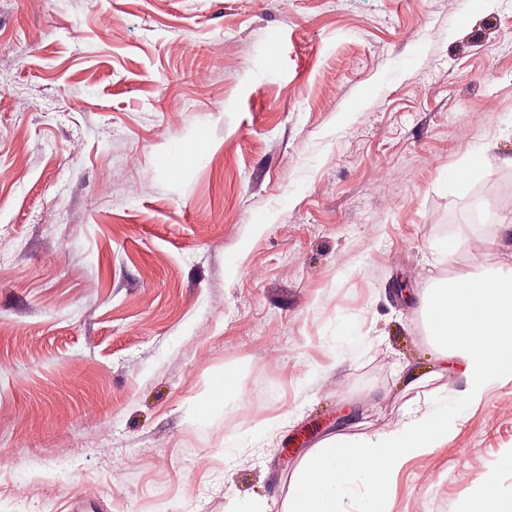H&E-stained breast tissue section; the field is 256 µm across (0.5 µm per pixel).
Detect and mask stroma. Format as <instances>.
I'll list each match as a JSON object with an SVG mask.
<instances>
[{
	"label": "stroma",
	"instance_id": "obj_1",
	"mask_svg": "<svg viewBox=\"0 0 512 512\" xmlns=\"http://www.w3.org/2000/svg\"><path fill=\"white\" fill-rule=\"evenodd\" d=\"M1 84L0 512H283L306 431L463 396L423 300L512 267V202L466 220L512 182V0H0ZM509 404L507 376L388 512L512 495Z\"/></svg>",
	"mask_w": 512,
	"mask_h": 512
}]
</instances>
